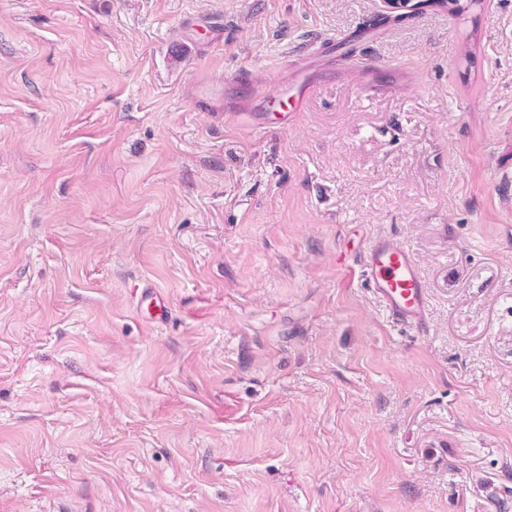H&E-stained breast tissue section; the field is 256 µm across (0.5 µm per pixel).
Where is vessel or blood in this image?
<instances>
[{
	"label": "vessel or blood",
	"instance_id": "obj_1",
	"mask_svg": "<svg viewBox=\"0 0 512 512\" xmlns=\"http://www.w3.org/2000/svg\"><path fill=\"white\" fill-rule=\"evenodd\" d=\"M312 92L304 75L276 90L252 89L245 103L227 107L224 117L239 121L254 119V128L264 131L274 126L287 127L290 115L303 109ZM365 280L378 299L386 317L393 323L416 329L426 324V290L415 261L407 250L389 237H379L361 251Z\"/></svg>",
	"mask_w": 512,
	"mask_h": 512
}]
</instances>
